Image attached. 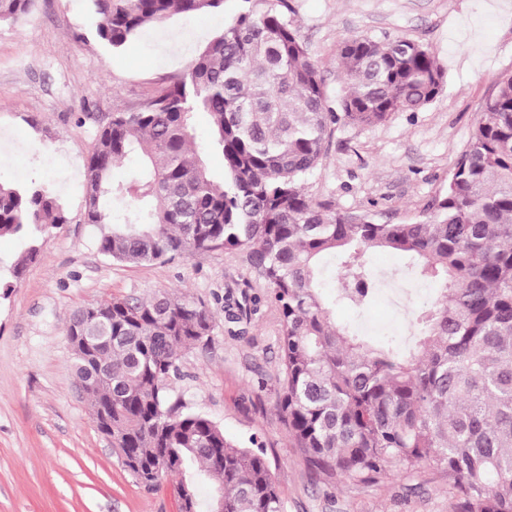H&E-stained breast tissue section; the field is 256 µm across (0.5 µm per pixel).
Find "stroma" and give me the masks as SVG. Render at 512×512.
<instances>
[{
  "mask_svg": "<svg viewBox=\"0 0 512 512\" xmlns=\"http://www.w3.org/2000/svg\"><path fill=\"white\" fill-rule=\"evenodd\" d=\"M176 14L146 28L120 53L96 36L87 0H34L17 21L0 22V181L52 184L69 217L22 278L11 270L24 242L0 238V512H177V476L156 489L136 482L90 413L73 369L66 330L81 307L161 289L208 301L211 343L187 350L177 386L187 401L239 443L265 442L285 512H454L448 483L426 469L392 472L373 484L335 486L312 474L275 403L279 325L260 307L244 337L224 329V297L258 283L239 259L216 250L168 263L126 265L97 248L101 227L84 223L85 163L100 122L135 107L182 71L163 54L194 59L237 14ZM296 26L325 81L340 95L337 46L366 33L428 47L444 68L440 93L417 112L370 126L339 121L327 156L306 191L342 209L370 208L382 221L422 219L448 186L498 76L512 71V0H288ZM338 322L406 339V319L386 300L365 312L335 309ZM267 388H260V381Z\"/></svg>",
  "mask_w": 512,
  "mask_h": 512,
  "instance_id": "stroma-1",
  "label": "stroma"
}]
</instances>
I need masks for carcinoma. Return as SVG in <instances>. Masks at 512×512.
<instances>
[{
	"instance_id": "1",
	"label": "carcinoma",
	"mask_w": 512,
	"mask_h": 512,
	"mask_svg": "<svg viewBox=\"0 0 512 512\" xmlns=\"http://www.w3.org/2000/svg\"><path fill=\"white\" fill-rule=\"evenodd\" d=\"M111 52L174 13L207 14L224 0H89ZM237 16L180 75L95 133L85 168L86 224L109 225L99 251L128 264L165 263L218 249L241 259L263 294L224 298L227 332L241 336L264 302L280 325L276 408L310 470L334 485L372 484L388 472L444 476L456 512H512V72L501 74L424 219L390 224L372 209L342 210L305 192L340 119L375 125L416 112L439 94L444 72L423 45L368 34L339 45V110L286 0H242ZM31 0H0V22ZM209 117L196 143L193 117ZM139 153L125 182L112 167ZM224 158L213 176L206 156ZM68 222L48 186L0 183V237L37 259ZM401 255L442 284L407 315L411 347L336 323L320 282L338 259L336 300L357 309L378 295L366 253ZM208 302L167 290L78 309L67 329L74 367L99 431L148 489L180 476L179 512L201 510L197 483L224 512H285L266 448L241 446L175 394L180 354L211 342Z\"/></svg>"
}]
</instances>
